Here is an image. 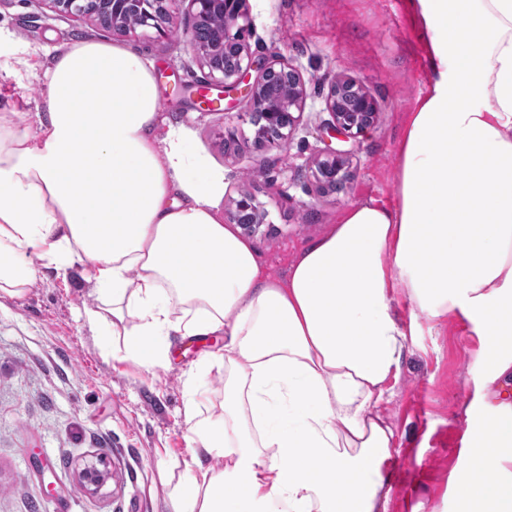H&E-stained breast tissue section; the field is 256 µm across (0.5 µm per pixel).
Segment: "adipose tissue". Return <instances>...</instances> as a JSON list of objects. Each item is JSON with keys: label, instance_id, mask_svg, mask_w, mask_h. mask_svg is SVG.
Listing matches in <instances>:
<instances>
[{"label": "adipose tissue", "instance_id": "obj_1", "mask_svg": "<svg viewBox=\"0 0 512 512\" xmlns=\"http://www.w3.org/2000/svg\"><path fill=\"white\" fill-rule=\"evenodd\" d=\"M405 6L432 76L399 142L397 203L346 208L283 280L225 225L223 171L161 118L135 51H58L38 137L0 111V294L81 264L87 321L148 370L168 366L171 333L224 336L221 412L186 383L193 456L168 512H387L395 432L378 406L411 334L400 290L478 340L455 512H512V0Z\"/></svg>", "mask_w": 512, "mask_h": 512}]
</instances>
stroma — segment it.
<instances>
[{"label": "stroma", "instance_id": "35a3bbf8", "mask_svg": "<svg viewBox=\"0 0 512 512\" xmlns=\"http://www.w3.org/2000/svg\"><path fill=\"white\" fill-rule=\"evenodd\" d=\"M245 7L254 56L279 55L306 84V108L287 147H256L248 100L202 86L185 36L193 23L188 0H180L171 37L152 28L120 36L55 11L47 0H0V31L24 48L0 78V97L17 103L35 136L48 48L94 39L148 57L164 116L223 170L225 198L248 191L266 210L250 240L270 275L282 277L349 205L369 198L394 204L396 145L430 71L404 0H246ZM338 78L359 81L376 99L378 120L366 134L345 138L324 129V97ZM335 150L347 154L346 177L340 189L324 192L317 163ZM93 288L81 265L64 273L42 266L22 297L0 296V512H55L59 486L71 494L70 512H167L171 483L190 461L188 378L198 377L213 411L224 402L227 369L203 363L205 353L223 352V336L157 371L114 360L84 316L96 304ZM395 308L415 327L379 407L396 433L388 512H411L417 503L422 512H453L451 477L465 463V407L479 386L478 342L468 324L453 316L429 321L404 295ZM100 459L109 479L94 495L78 473Z\"/></svg>", "mask_w": 512, "mask_h": 512}]
</instances>
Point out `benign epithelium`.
<instances>
[{
  "mask_svg": "<svg viewBox=\"0 0 512 512\" xmlns=\"http://www.w3.org/2000/svg\"><path fill=\"white\" fill-rule=\"evenodd\" d=\"M57 11L79 18L105 21L114 32L130 33L151 27L165 32L172 8L180 0H48ZM194 9V23L188 32L205 75L204 85L226 95L245 94L252 107L250 120L255 127L258 147L285 145L303 114L307 92L300 73L276 60L255 58L245 41L249 19L245 0H188ZM257 71L251 78L250 71ZM323 111L330 119L326 131L335 135L356 136L375 123L378 105L370 93L353 79H337L329 87ZM346 158L332 155L318 166V181L323 188H336ZM266 214L250 193L233 199L229 223L253 231ZM85 491L95 493L106 484V471L95 464L79 473Z\"/></svg>",
  "mask_w": 512,
  "mask_h": 512,
  "instance_id": "obj_1",
  "label": "benign epithelium"
}]
</instances>
